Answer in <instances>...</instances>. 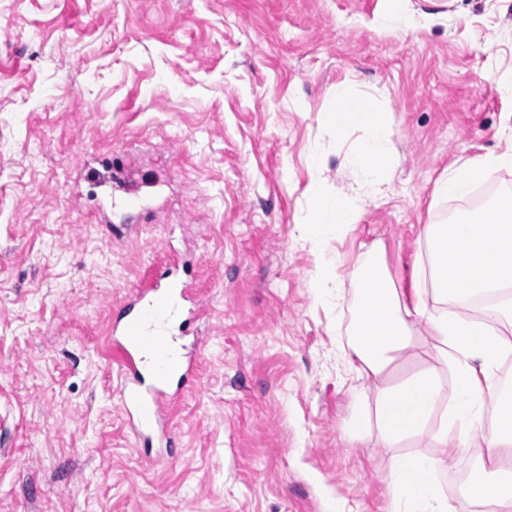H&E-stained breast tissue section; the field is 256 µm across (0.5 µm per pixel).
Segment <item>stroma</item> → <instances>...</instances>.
Segmentation results:
<instances>
[{
  "label": "stroma",
  "mask_w": 512,
  "mask_h": 512,
  "mask_svg": "<svg viewBox=\"0 0 512 512\" xmlns=\"http://www.w3.org/2000/svg\"><path fill=\"white\" fill-rule=\"evenodd\" d=\"M511 68L512 0H0V512H390L393 449L345 437L356 267L381 251L411 290L425 225L473 207L439 179L512 149V99L478 82ZM341 86L388 116L376 202L350 165L362 131L323 120ZM317 178L357 211L321 299ZM143 179L164 208L130 224ZM172 254L204 389L157 453L106 344Z\"/></svg>",
  "instance_id": "35a3bbf8"
}]
</instances>
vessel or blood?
I'll return each instance as SVG.
<instances>
[{"label": "vessel or blood", "instance_id": "1", "mask_svg": "<svg viewBox=\"0 0 512 512\" xmlns=\"http://www.w3.org/2000/svg\"><path fill=\"white\" fill-rule=\"evenodd\" d=\"M196 290L170 270L158 273L122 308L111 344L120 370L119 401L144 446H167L177 386L198 382V360L184 352L176 323L195 316Z\"/></svg>", "mask_w": 512, "mask_h": 512}]
</instances>
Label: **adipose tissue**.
<instances>
[{
    "instance_id": "obj_1",
    "label": "adipose tissue",
    "mask_w": 512,
    "mask_h": 512,
    "mask_svg": "<svg viewBox=\"0 0 512 512\" xmlns=\"http://www.w3.org/2000/svg\"><path fill=\"white\" fill-rule=\"evenodd\" d=\"M325 120L340 136L353 127L363 131L351 164L371 184L374 199H381L394 152L385 113L342 87ZM497 168H512L511 151L452 167L437 193L463 198ZM308 200L306 234L322 252L309 283L321 294L339 278L327 254L331 238L346 233L355 214L320 180L311 183ZM424 241L411 292L397 288L380 252L368 254L356 270L354 322L344 355L374 384L371 392L353 393L347 432L355 442L376 431L385 447L397 449L386 476L393 512H469L475 505L482 512H512V483L500 481L497 471L512 462V392L500 382L512 361V194L448 223L427 225ZM420 328L435 341V362L422 360L389 376L392 364L417 343ZM446 370L452 381L444 380ZM452 442L493 463L470 477L453 502L433 482L447 457L421 450L426 443L444 449Z\"/></svg>"
}]
</instances>
